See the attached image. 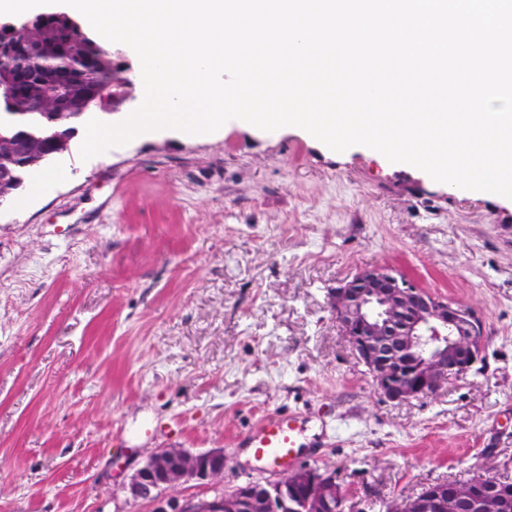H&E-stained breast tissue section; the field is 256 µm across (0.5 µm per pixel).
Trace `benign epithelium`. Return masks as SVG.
Wrapping results in <instances>:
<instances>
[{
    "mask_svg": "<svg viewBox=\"0 0 512 512\" xmlns=\"http://www.w3.org/2000/svg\"><path fill=\"white\" fill-rule=\"evenodd\" d=\"M51 151L70 149L73 130L47 128ZM40 134H0V159L29 172L42 158ZM336 320L357 359L372 374L377 391L390 401L432 394L450 378L465 375L480 360V320L418 288L387 268L360 271L336 290ZM198 481L212 496L183 495L178 487ZM148 512H338L345 490L336 469L306 465L285 469L269 482L247 481L224 491V450H156L124 486ZM506 497L492 489L476 496L467 485L449 493L434 484L424 493L394 502L389 512H503Z\"/></svg>",
    "mask_w": 512,
    "mask_h": 512,
    "instance_id": "obj_1",
    "label": "benign epithelium"
}]
</instances>
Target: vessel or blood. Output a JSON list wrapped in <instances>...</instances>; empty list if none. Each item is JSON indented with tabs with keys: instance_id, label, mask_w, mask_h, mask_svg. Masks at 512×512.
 Listing matches in <instances>:
<instances>
[{
	"instance_id": "vessel-or-blood-1",
	"label": "vessel or blood",
	"mask_w": 512,
	"mask_h": 512,
	"mask_svg": "<svg viewBox=\"0 0 512 512\" xmlns=\"http://www.w3.org/2000/svg\"><path fill=\"white\" fill-rule=\"evenodd\" d=\"M302 432L303 424L297 417L271 415L254 427L250 444L267 466L283 467L299 462Z\"/></svg>"
}]
</instances>
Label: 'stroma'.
Here are the masks:
<instances>
[{
	"label": "stroma",
	"mask_w": 512,
	"mask_h": 512,
	"mask_svg": "<svg viewBox=\"0 0 512 512\" xmlns=\"http://www.w3.org/2000/svg\"><path fill=\"white\" fill-rule=\"evenodd\" d=\"M82 141L66 181L0 206V512H147L124 486L169 446L268 478L246 437L273 412L303 417L345 512L512 474V202L296 127ZM373 267L474 311L481 361L381 396L333 309Z\"/></svg>",
	"instance_id": "stroma-1"
}]
</instances>
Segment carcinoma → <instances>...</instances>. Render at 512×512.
<instances>
[{"instance_id":"carcinoma-1","label":"carcinoma","mask_w":512,"mask_h":512,"mask_svg":"<svg viewBox=\"0 0 512 512\" xmlns=\"http://www.w3.org/2000/svg\"><path fill=\"white\" fill-rule=\"evenodd\" d=\"M4 39L9 50L0 57V76L13 75L15 111L26 113L32 129L43 126L45 112L60 125L74 126L81 119L70 117L67 105L84 100L105 110L101 95L119 82L118 68L104 43L75 29L73 17L63 12L39 14L29 26L0 34V41ZM468 481L506 494L512 489L506 477L476 473Z\"/></svg>"}]
</instances>
